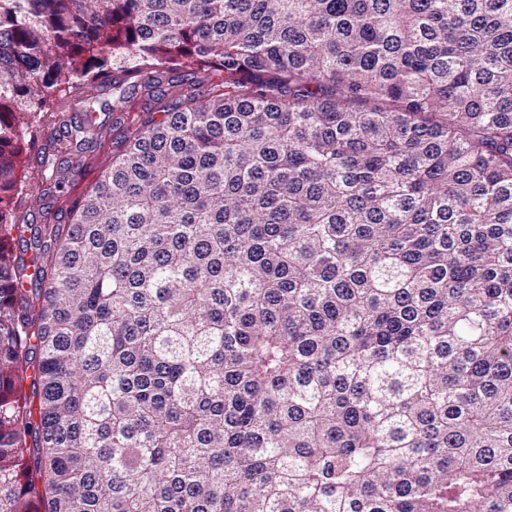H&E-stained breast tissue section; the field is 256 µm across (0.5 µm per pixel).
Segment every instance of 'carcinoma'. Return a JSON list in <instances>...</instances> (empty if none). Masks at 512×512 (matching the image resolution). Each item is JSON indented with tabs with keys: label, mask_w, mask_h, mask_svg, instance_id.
I'll use <instances>...</instances> for the list:
<instances>
[{
	"label": "carcinoma",
	"mask_w": 512,
	"mask_h": 512,
	"mask_svg": "<svg viewBox=\"0 0 512 512\" xmlns=\"http://www.w3.org/2000/svg\"><path fill=\"white\" fill-rule=\"evenodd\" d=\"M0 512H512V0H0ZM94 107L97 110L94 115L99 117V121H107L106 145L101 149L97 148L95 150H91L84 155L82 158L83 168L80 177H77L75 181H73L71 187H67L66 191L68 192L62 197L55 199L47 196H40L38 194L37 184L41 179V168L36 163V157L32 153L34 157L32 166L30 169L25 167L22 171V173H26V183L24 185L26 191H24V193L27 194H23V210L19 215H25L26 223L45 224L46 221L53 223V218L58 217L60 218L59 220H62L60 224H64V211H66V208H68L80 194L95 182L102 169L109 164L112 152V148H110L112 146V134L113 137H115L118 135L119 130L112 128V112H100L98 105H94Z\"/></svg>",
	"instance_id": "obj_1"
}]
</instances>
